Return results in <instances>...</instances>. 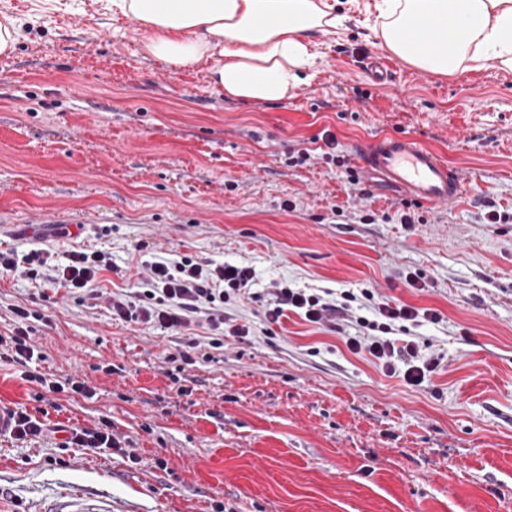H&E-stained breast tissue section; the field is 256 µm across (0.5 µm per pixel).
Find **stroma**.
<instances>
[{"mask_svg": "<svg viewBox=\"0 0 512 512\" xmlns=\"http://www.w3.org/2000/svg\"><path fill=\"white\" fill-rule=\"evenodd\" d=\"M376 2L338 0L344 21L314 35L307 83L256 103L225 98L206 65L144 58L111 0H0L20 31L0 56V248L110 254L98 293L132 287L145 241L252 267L259 293L373 288L445 317L417 330L422 356L442 359L425 387L352 354L349 323L292 313L262 335L251 300L226 311L252 336L178 373L180 336L102 302L40 305V283L0 275V334L11 306L41 311L39 373L95 389L45 395L0 360L17 408L45 410L49 428L0 439V512H46L73 491L105 512H512V72L410 66L373 33ZM370 57L392 79L373 80ZM391 134L445 156L459 198L405 224L402 190L351 185L357 147ZM301 148L309 160L289 166ZM416 271L424 289L404 282ZM103 417L124 452L57 446L56 426Z\"/></svg>", "mask_w": 512, "mask_h": 512, "instance_id": "stroma-1", "label": "stroma"}]
</instances>
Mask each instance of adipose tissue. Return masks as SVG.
<instances>
[{
  "label": "adipose tissue",
  "instance_id": "adipose-tissue-1",
  "mask_svg": "<svg viewBox=\"0 0 512 512\" xmlns=\"http://www.w3.org/2000/svg\"><path fill=\"white\" fill-rule=\"evenodd\" d=\"M141 34L143 56L178 69L208 64L225 98L293 96L336 26L327 0H112ZM375 34L411 66L440 76L494 64L512 70V0H380Z\"/></svg>",
  "mask_w": 512,
  "mask_h": 512
}]
</instances>
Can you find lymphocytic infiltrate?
<instances>
[{
	"instance_id": "f902f5d3",
	"label": "lymphocytic infiltrate",
	"mask_w": 512,
	"mask_h": 512,
	"mask_svg": "<svg viewBox=\"0 0 512 512\" xmlns=\"http://www.w3.org/2000/svg\"><path fill=\"white\" fill-rule=\"evenodd\" d=\"M148 248L145 242L136 246L142 262L132 288L108 295V308L113 316L186 336V349L179 358L187 365L193 364L201 348L200 341L189 334L191 326L207 324L212 333L209 345L213 348L223 347L224 333L249 336V325L231 323L224 306L243 299L258 300V293L252 290L255 273L251 268L211 260L200 262L181 253L153 255ZM111 266V257L99 252L75 250L59 263L46 249L23 256L0 251V272L19 271L27 278L41 280V297L52 303L62 293L80 302L93 298L92 282ZM270 294L272 301L265 308L263 335H272L273 325L291 312L333 331L339 330L342 322L350 321L355 323L357 332L347 337L348 349L356 355L369 354L391 372L403 367V377L409 385H423L441 364L437 358L421 362L419 344L413 335L414 328L442 323L444 316L438 310L419 308L380 295L372 288L339 292L322 288L309 293L275 287ZM12 314L9 332L0 336V358L25 366L37 351L30 312L17 306Z\"/></svg>"
}]
</instances>
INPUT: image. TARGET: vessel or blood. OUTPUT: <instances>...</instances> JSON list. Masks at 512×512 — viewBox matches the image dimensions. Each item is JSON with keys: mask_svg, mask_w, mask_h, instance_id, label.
Masks as SVG:
<instances>
[{"mask_svg": "<svg viewBox=\"0 0 512 512\" xmlns=\"http://www.w3.org/2000/svg\"><path fill=\"white\" fill-rule=\"evenodd\" d=\"M360 163L368 172L381 176L413 199L426 204L452 202L463 187L462 176L451 169L437 152L408 134L378 137L360 149ZM16 383L0 377V436L12 430L6 400L19 399Z\"/></svg>", "mask_w": 512, "mask_h": 512, "instance_id": "1", "label": "vessel or blood"}]
</instances>
